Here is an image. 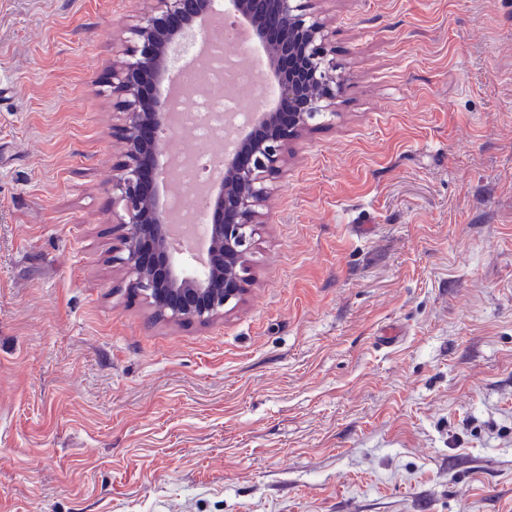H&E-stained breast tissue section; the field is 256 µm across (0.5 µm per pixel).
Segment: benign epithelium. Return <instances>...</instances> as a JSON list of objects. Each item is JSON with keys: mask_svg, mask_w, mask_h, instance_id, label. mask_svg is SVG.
<instances>
[{"mask_svg": "<svg viewBox=\"0 0 512 512\" xmlns=\"http://www.w3.org/2000/svg\"><path fill=\"white\" fill-rule=\"evenodd\" d=\"M150 2L130 27L128 59L112 70V94L125 115L116 132L122 152L112 187L128 215L112 263L156 318L207 325L226 307L237 306L253 281L252 237L263 223L267 183L286 163L288 140L332 110L344 87L334 74L331 32L313 0H229L233 14L252 25L256 43L272 60L276 104H261L248 123L230 129L241 147L224 159L206 197V258L174 248L168 243L169 205L160 201L166 181L161 158L177 146L180 126L171 120L161 87L170 75L169 53L194 26L214 20V0ZM281 59L290 62L286 72L277 69ZM281 101L295 107L285 120L278 112Z\"/></svg>", "mask_w": 512, "mask_h": 512, "instance_id": "7a95c632", "label": "benign epithelium"}]
</instances>
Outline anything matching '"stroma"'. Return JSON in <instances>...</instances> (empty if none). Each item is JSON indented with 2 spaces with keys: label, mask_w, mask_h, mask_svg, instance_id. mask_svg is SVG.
<instances>
[{
  "label": "stroma",
  "mask_w": 512,
  "mask_h": 512,
  "mask_svg": "<svg viewBox=\"0 0 512 512\" xmlns=\"http://www.w3.org/2000/svg\"><path fill=\"white\" fill-rule=\"evenodd\" d=\"M146 7L0 0V512H512V0H317L345 91L205 326L112 263Z\"/></svg>",
  "instance_id": "stroma-1"
}]
</instances>
